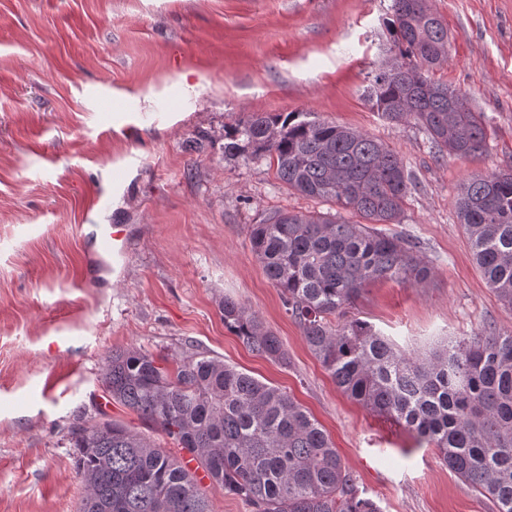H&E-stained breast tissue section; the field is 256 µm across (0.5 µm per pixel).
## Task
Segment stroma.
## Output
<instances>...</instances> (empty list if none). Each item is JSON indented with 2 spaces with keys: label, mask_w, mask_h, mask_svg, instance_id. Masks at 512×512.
Returning <instances> with one entry per match:
<instances>
[{
  "label": "stroma",
  "mask_w": 512,
  "mask_h": 512,
  "mask_svg": "<svg viewBox=\"0 0 512 512\" xmlns=\"http://www.w3.org/2000/svg\"><path fill=\"white\" fill-rule=\"evenodd\" d=\"M391 4L0 0V512H78V422L105 414L177 453L100 403L105 357L126 348L169 369L203 353L290 393L382 512H497L436 448L336 387L253 253L251 226L274 212L337 205L288 190L268 161L223 155L225 132L255 112H308L384 143L415 183L384 230L415 243L431 276L370 285L353 315L420 356L451 336L512 333L455 209L470 176L512 167V0H427L449 37L431 79L485 115L477 158L438 155L424 129L372 109L369 74L395 57ZM103 224L129 228L104 273L90 266ZM227 297L279 337L287 365L225 326Z\"/></svg>",
  "instance_id": "obj_1"
}]
</instances>
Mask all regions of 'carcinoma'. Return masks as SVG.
Segmentation results:
<instances>
[{"label": "carcinoma", "instance_id": "carcinoma-1", "mask_svg": "<svg viewBox=\"0 0 512 512\" xmlns=\"http://www.w3.org/2000/svg\"><path fill=\"white\" fill-rule=\"evenodd\" d=\"M391 10L399 57L372 76L373 109L396 124L415 121L440 156H481L483 113L425 73L446 60L448 28L426 0H392ZM225 139L224 158L267 159L288 189L365 220L279 210L250 231L268 280L336 386L436 448L443 464L489 495L498 512H512V334L447 339L420 357L363 320H331L372 282L413 284L430 275L414 243L373 228L398 223L415 187L399 154L307 112H255ZM456 208L486 284L512 307V171L470 178ZM221 311L224 325L251 351L287 363L279 338L250 308L226 298ZM102 387L257 512H381L291 395L221 359L195 354L171 375L148 353L115 350L105 359ZM72 441L81 512H212L194 474L148 438L103 419L78 426Z\"/></svg>", "mask_w": 512, "mask_h": 512}]
</instances>
